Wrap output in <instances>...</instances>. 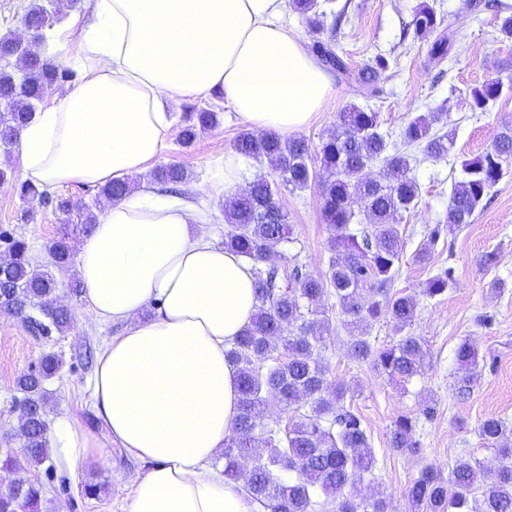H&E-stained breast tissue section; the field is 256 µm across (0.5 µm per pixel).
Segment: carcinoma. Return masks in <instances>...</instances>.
<instances>
[{
	"label": "carcinoma",
	"instance_id": "obj_1",
	"mask_svg": "<svg viewBox=\"0 0 512 512\" xmlns=\"http://www.w3.org/2000/svg\"><path fill=\"white\" fill-rule=\"evenodd\" d=\"M293 11L303 15L317 37L311 50L327 68L339 74L347 65L332 44L318 38L324 29L325 12L318 0H289ZM60 18L41 0H33L20 18V26L36 30L26 47L12 32L0 35V140L15 141L42 102L46 90L72 77L58 60L38 51L44 31ZM414 35L425 39L440 26L435 9L421 7L413 19ZM448 38H435L430 58L448 57ZM389 62L377 56L359 71L360 82L378 90ZM503 92V82L491 80L469 92L475 110H483ZM443 114L429 112L408 121L401 144L380 131L379 113L351 105L338 113L336 127L322 141L319 153L323 169L321 210L330 232L334 255L328 270L315 276L294 264L290 274L279 277L276 266L266 262L268 252L292 241L288 212L279 204L281 190L306 188L314 173L308 165L309 145L303 138L283 139L275 134L258 136L244 131L235 140L242 157L267 163L275 178L258 177L234 197L220 202L224 212V248L253 263L256 312L227 351L237 370L238 412L234 429L224 443V477L240 480L241 460L254 462L246 482L254 499L268 504L271 512H389L381 498H359L355 484L373 473L376 463L361 417L343 405L349 386L328 378L329 367L322 350L338 320L347 330V357L369 361L375 369L399 382L420 375L424 342L410 332L418 303L411 295L389 292L402 262L400 223L420 198V186L410 176L408 148L423 146L436 160L448 158L453 139L433 130ZM219 123L218 113L199 110L188 117L181 130L183 143L197 132ZM380 166L371 178L364 172ZM512 165V127L497 136L491 150L466 160L461 177L451 190L446 225L453 232L473 222L490 189ZM185 167L162 164L148 179L161 186L188 180ZM137 188V180L105 184L98 195L107 202L120 199ZM21 196L30 207L53 205L67 217L60 235L48 251L58 269L72 265L70 241L88 235L98 217L90 207L71 197L52 196L32 184L21 185ZM11 260L0 267V309L13 310L33 336L65 334L71 327V312L55 306L51 297L58 284L54 275L34 269L25 240L8 238ZM451 271L435 275L425 295L448 291ZM332 297L331 305L323 298ZM388 320L399 333L396 341L379 347L369 339V328ZM478 347L463 341L455 350L457 386L470 390L478 366ZM62 367L57 354H46L38 366L20 376L16 390L21 398L13 405L21 450L8 455L5 467L16 477L0 492V512H29L38 502L42 485L26 476L28 468L46 460L48 425L45 383ZM288 416L282 422V416ZM417 420L401 416L394 422L390 440L397 450L416 451ZM477 431L486 446L495 450L499 463L487 469L481 462L461 455L448 466V477L425 468L408 486L406 497L415 512H512V434L508 419L488 417Z\"/></svg>",
	"mask_w": 512,
	"mask_h": 512
}]
</instances>
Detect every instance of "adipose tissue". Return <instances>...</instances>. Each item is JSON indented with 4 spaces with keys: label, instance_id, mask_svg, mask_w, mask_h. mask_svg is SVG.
<instances>
[{
    "label": "adipose tissue",
    "instance_id": "adipose-tissue-1",
    "mask_svg": "<svg viewBox=\"0 0 512 512\" xmlns=\"http://www.w3.org/2000/svg\"><path fill=\"white\" fill-rule=\"evenodd\" d=\"M40 50L78 84L21 132L23 181L55 189L146 172L186 101L220 97L257 132L303 130L333 93L281 18L286 0H88ZM207 203L156 189L108 205L79 245L86 307L123 324L100 353L94 409L110 437L147 463L123 512H268L210 466L237 415L226 351L256 311L250 263L217 245ZM95 443L66 419L49 454L76 474Z\"/></svg>",
    "mask_w": 512,
    "mask_h": 512
}]
</instances>
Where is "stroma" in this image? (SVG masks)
Masks as SVG:
<instances>
[{"instance_id":"obj_1","label":"stroma","mask_w":512,"mask_h":512,"mask_svg":"<svg viewBox=\"0 0 512 512\" xmlns=\"http://www.w3.org/2000/svg\"><path fill=\"white\" fill-rule=\"evenodd\" d=\"M468 2L320 0L326 24H333L338 10L346 12L335 44L349 70L347 75L332 76L333 95L323 112L301 132L312 152V167L320 165L317 152L321 140L335 127L338 112L352 103L378 111L382 131L395 137L410 118L424 112L446 113L453 131V148L447 159L421 156L411 165L410 174L420 185L421 197L402 222L403 259L392 285L394 292L415 296L418 301L412 331L425 342L421 374L403 384L378 372L371 363L351 361L346 356L348 332L341 325L333 330L323 352L331 379L349 385L345 402L361 415L377 460L374 480L357 484L354 492L362 497H386L391 512H411L404 491L424 468L447 471L449 461L463 452L494 467L496 455L485 446L476 426L492 416L512 421V172L495 185L472 224L451 233L439 232L430 259L424 263L413 259L443 220L461 162L490 150L497 133L512 126V39L499 34L495 12L481 6L468 9ZM425 3L441 18V33L454 36L448 57L441 63L430 59V40L416 39L413 34L414 14ZM378 55L387 58L390 67L379 92L373 94L358 83L357 73ZM495 78L505 84L501 96L485 111H473L470 89ZM193 109L217 111L221 119L219 125L184 145L179 141L183 118ZM177 114L160 160L179 163L189 171L178 194L186 198L208 195L212 226L216 233H223L224 216L218 204L224 194L216 174L247 125L225 102L185 103ZM320 191L321 182L316 179L307 188L284 192L280 198L294 238L277 261L282 274H289L294 256L309 273L319 275L328 269L329 231L320 211ZM26 208L18 183L0 184V231L25 239L33 266L49 269L48 246L57 238L65 218L48 206L29 219L24 215ZM490 253L496 256L495 264L483 265V257ZM447 269L453 272L448 292L427 298L424 290L429 279ZM72 276L69 270L55 272V300L72 312L71 328L65 335L32 336L20 317L0 311V488L14 478L3 465L6 455L21 447L11 410L17 395L15 380L44 354L55 353L62 357L63 365L45 384L47 423L53 428L60 419H69L103 453L72 478L48 473L42 466L32 469L31 479L43 487L35 512H122L123 500L145 466L114 444L98 421L90 388L94 366L86 360L87 354H99L121 328L89 318L84 298L69 291ZM497 280L504 281L503 290H493ZM465 340L476 343L486 364L478 369L470 394L463 397L455 386L454 353ZM402 415L418 420L417 452L390 446L394 422ZM117 467L123 471L119 482L112 475Z\"/></svg>"}]
</instances>
